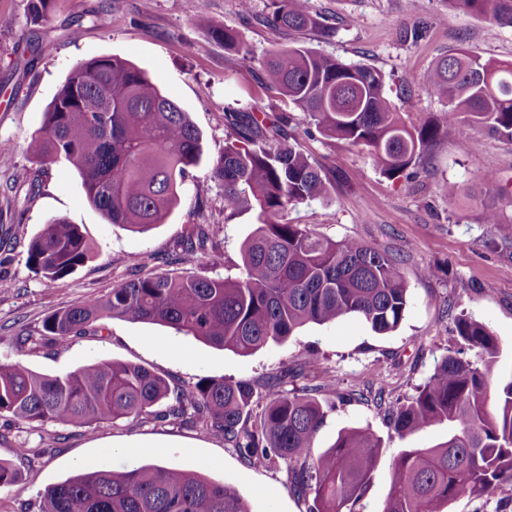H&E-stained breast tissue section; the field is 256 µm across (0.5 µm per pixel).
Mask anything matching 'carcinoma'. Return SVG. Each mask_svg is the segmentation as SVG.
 Listing matches in <instances>:
<instances>
[{
	"label": "carcinoma",
	"instance_id": "carcinoma-1",
	"mask_svg": "<svg viewBox=\"0 0 512 512\" xmlns=\"http://www.w3.org/2000/svg\"><path fill=\"white\" fill-rule=\"evenodd\" d=\"M54 0H30L32 22L50 19ZM492 26L512 27V0H446ZM308 0H280L264 24L273 30L318 28ZM205 0L190 17L208 37L242 55L326 138L364 146L380 173L399 178L462 121L512 140V63L467 52L449 54L427 76L447 108L438 120L407 126L378 70L344 63L298 45L274 44L256 56L232 28L205 18ZM233 135L213 160L209 179L221 188L224 217L253 212L256 227L241 247L238 274L151 273L50 312L40 340L65 344L95 334L106 318L154 323L220 349L250 354L281 344L307 324L357 316L378 334L396 330L410 303L398 260L359 240H332L288 211L327 201L333 184L290 141L293 112L224 114ZM40 164L62 165L82 180L89 201L112 224L146 233L179 203L189 168L204 155L199 129L143 70L116 56L75 62L32 135ZM213 230L191 225L178 261L194 266ZM91 247L75 224L52 219L31 239L28 262L48 283L73 273ZM454 331L478 358L448 350L406 403L389 410L401 438L434 423L448 438L433 448H404L396 458L382 512H441L460 497H483L512 483V378L496 395L487 377L499 343L482 323L459 316ZM260 425L247 427L254 388L247 382L201 380L168 403L165 418L200 424L250 461L282 463L294 490L312 497L309 512H355L375 469L382 439L368 429L338 433L313 452L325 411L307 389L279 378L263 385ZM170 389L138 365L108 360L49 376L22 362L0 364V415L24 424L91 428L137 419L167 403ZM41 512H249L235 490L198 472L163 465L91 469L50 486Z\"/></svg>",
	"mask_w": 512,
	"mask_h": 512
}]
</instances>
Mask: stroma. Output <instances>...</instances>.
Instances as JSON below:
<instances>
[{"instance_id":"1","label":"stroma","mask_w":512,"mask_h":512,"mask_svg":"<svg viewBox=\"0 0 512 512\" xmlns=\"http://www.w3.org/2000/svg\"><path fill=\"white\" fill-rule=\"evenodd\" d=\"M320 30L278 32L263 22L272 0H207L213 19L235 28L254 53L274 43L297 44L348 64L379 70L407 124L440 116L445 101L424 83L441 57L465 49L481 58L512 61V28L491 27L444 0H308ZM81 19L79 39H71L73 19ZM48 43V55L28 53ZM114 55L144 70L160 91L188 112L203 137L204 157L181 187L180 201L163 224L147 233L111 224L88 200L80 177L61 166L34 162L27 151L49 103L73 63ZM287 101L268 90L259 72L240 55L210 42L188 16L186 0H55L52 17L33 23L28 0H0V363L22 361L46 375H63L103 360L141 365L164 377L172 390L207 379L261 385L279 377L286 389H312L326 417L314 444L323 451L338 433L370 429L383 441L359 512H381L391 465L404 448L443 442L447 425H433L407 438L389 426L388 407L405 403L432 374L448 350L461 348L456 317L466 315L497 336L500 350L488 382L498 388L512 377V142L462 123L453 138L438 141L400 178L376 168L367 148L323 137L297 116L291 133L301 149L322 165L334 190L327 202H308L288 214L334 240L358 239L387 251L400 262L411 303L399 328L375 333L355 317L309 324L285 343L241 356L158 324L107 321L101 333L20 349L27 336L43 332L54 310L108 292L113 285L149 271H169L191 224L213 227L212 243L195 272L236 274L241 246L254 228L244 211L225 217L217 205L220 188L208 178L210 164L224 148V114L277 113ZM496 180L487 184L486 171ZM457 186L454 198L440 194ZM496 207L500 224L485 223L486 205ZM61 218L78 225L92 247L72 274L46 283L27 262V246L43 224ZM436 276L423 277L425 267ZM313 354L318 364H303ZM150 445L149 453L129 455L128 441ZM112 455L100 454L102 444ZM28 455H17L18 446ZM0 460L18 474L0 487V512H39L45 490L80 475L81 461L123 469L157 464L195 470L232 488L250 512H307L283 464L250 462L223 438L192 423L151 419L73 428L52 422L15 425L0 418Z\"/></svg>"}]
</instances>
